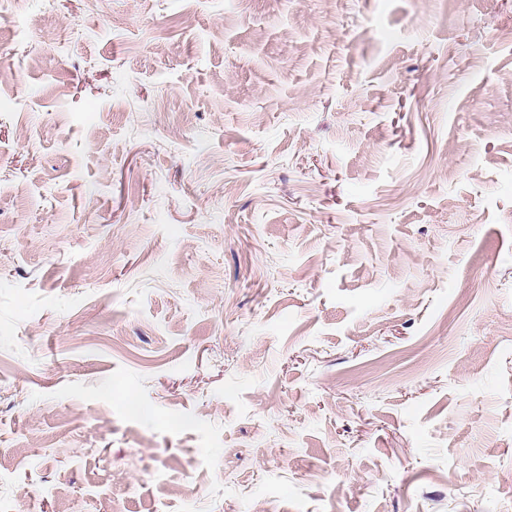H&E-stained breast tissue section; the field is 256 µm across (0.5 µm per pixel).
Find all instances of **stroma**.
Here are the masks:
<instances>
[{
  "instance_id": "35a3bbf8",
  "label": "stroma",
  "mask_w": 512,
  "mask_h": 512,
  "mask_svg": "<svg viewBox=\"0 0 512 512\" xmlns=\"http://www.w3.org/2000/svg\"><path fill=\"white\" fill-rule=\"evenodd\" d=\"M512 0H0V512H512Z\"/></svg>"
}]
</instances>
